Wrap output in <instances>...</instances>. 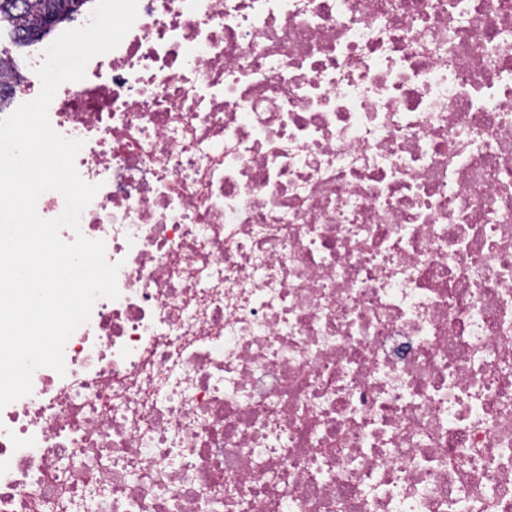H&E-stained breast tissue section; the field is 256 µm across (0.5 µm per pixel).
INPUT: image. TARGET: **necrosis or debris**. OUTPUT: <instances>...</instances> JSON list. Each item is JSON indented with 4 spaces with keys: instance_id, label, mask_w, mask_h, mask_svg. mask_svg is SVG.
<instances>
[{
    "instance_id": "necrosis-or-debris-1",
    "label": "necrosis or debris",
    "mask_w": 512,
    "mask_h": 512,
    "mask_svg": "<svg viewBox=\"0 0 512 512\" xmlns=\"http://www.w3.org/2000/svg\"><path fill=\"white\" fill-rule=\"evenodd\" d=\"M49 119L120 296L0 512H512V0H139Z\"/></svg>"
}]
</instances>
